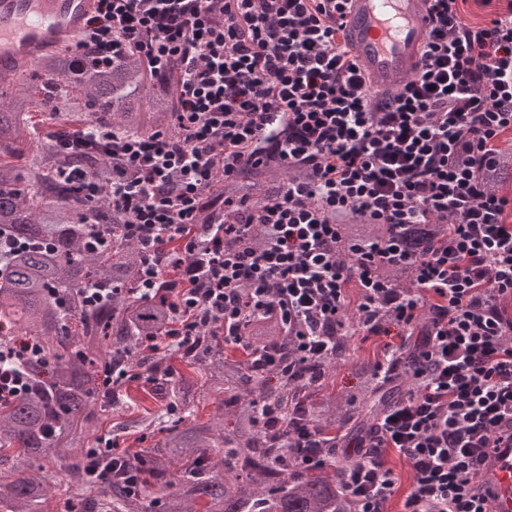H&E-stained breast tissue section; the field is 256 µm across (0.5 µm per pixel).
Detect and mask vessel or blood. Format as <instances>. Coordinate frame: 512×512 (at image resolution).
Returning a JSON list of instances; mask_svg holds the SVG:
<instances>
[{
    "label": "vessel or blood",
    "instance_id": "1",
    "mask_svg": "<svg viewBox=\"0 0 512 512\" xmlns=\"http://www.w3.org/2000/svg\"><path fill=\"white\" fill-rule=\"evenodd\" d=\"M93 0H0V68L32 65L38 55L83 31ZM348 43L372 91L397 89L420 64L424 0H350ZM493 512H512V449L489 455L480 472Z\"/></svg>",
    "mask_w": 512,
    "mask_h": 512
}]
</instances>
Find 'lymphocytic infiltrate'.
<instances>
[{
    "mask_svg": "<svg viewBox=\"0 0 512 512\" xmlns=\"http://www.w3.org/2000/svg\"><path fill=\"white\" fill-rule=\"evenodd\" d=\"M349 0H94L77 47L103 69L137 54L152 77L174 76L176 135L90 124L60 130L64 149L101 147L114 161L101 187L68 174L87 201L108 196L141 255L139 291L173 294L174 319L145 352L182 350L214 327L253 369L289 377L336 354L347 291L360 325L386 337L378 375L393 373L397 340L417 328L414 384L376 422L344 491L357 512H385L397 451L414 474L403 512H491L479 473L512 448V195L488 181L512 131V0L483 25L461 0H425L418 70L401 88L370 91L344 36ZM276 164L288 180L261 207L230 193L244 168ZM212 236L200 235L203 209ZM379 224L383 237L346 242L341 226ZM263 241H251L253 225ZM417 224L447 225L422 251ZM413 272L389 287L382 266ZM278 321L286 344L253 349L248 319ZM260 424L322 467L332 438L262 406Z\"/></svg>",
    "mask_w": 512,
    "mask_h": 512,
    "instance_id": "f902f5d3",
    "label": "lymphocytic infiltrate"
}]
</instances>
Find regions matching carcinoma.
<instances>
[{
  "instance_id": "carcinoma-1",
  "label": "carcinoma",
  "mask_w": 512,
  "mask_h": 512,
  "mask_svg": "<svg viewBox=\"0 0 512 512\" xmlns=\"http://www.w3.org/2000/svg\"><path fill=\"white\" fill-rule=\"evenodd\" d=\"M39 68L45 79L72 73L74 53L43 54ZM1 84H22L0 101V343L37 344L41 356L27 362L29 389L0 403V512H50L52 481L67 454L82 448L78 418L88 419L102 393L101 374L112 362L135 363L143 343L163 334L173 320L170 295L143 298L137 292V247L118 234L122 223L112 203L101 197L84 201L78 185L60 176L75 166L106 186L112 181V159L91 153L71 156L59 151L53 137L37 142V153L24 166L5 157L19 156L36 139L30 121L34 108L63 116L72 125L90 120L129 132L150 135L157 130L177 133L171 120L172 86L145 77L139 61L87 70L68 83L66 94L48 92L27 82L23 66L0 74ZM83 101L75 115V100ZM288 174L273 167L247 168L229 191L246 195L255 205L277 195ZM112 231L104 245L92 225ZM375 239V224H346ZM419 241L442 235L443 224L418 225ZM394 287L406 288L412 274L403 268L381 271ZM103 289L89 299V288ZM253 344L284 343L273 321L249 323ZM348 337L338 338L336 356L314 364L318 380L303 373L293 380L248 368L247 359L224 356L223 339L206 329L181 354L182 362L203 374L206 394L221 399L224 412L199 422L190 399L195 380L174 373V354L150 355L154 383L141 401L152 400L159 411L144 409L139 426L147 430L158 413H176L175 424L152 452L125 449L121 462L144 484L129 491L123 485H99L76 464L66 476L74 480L71 508L77 512H355L342 492V478L357 457L329 453L317 470L294 467L293 455L278 447L275 435L257 422L255 403L277 404L295 416L329 429H348L361 437L374 419L398 401V385L378 384L376 363L354 361L359 385L341 398L322 389L337 364L349 360ZM37 465L24 475L22 471Z\"/></svg>"
}]
</instances>
